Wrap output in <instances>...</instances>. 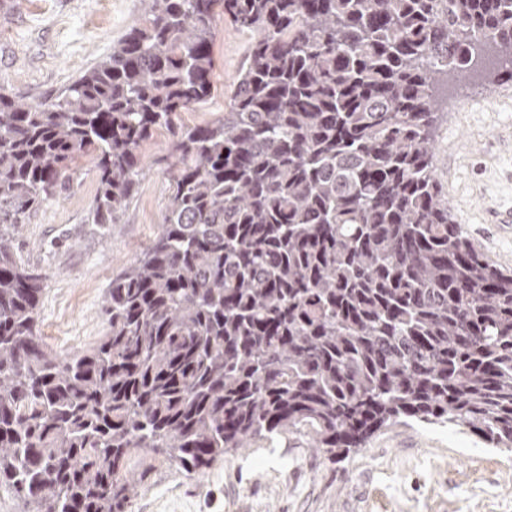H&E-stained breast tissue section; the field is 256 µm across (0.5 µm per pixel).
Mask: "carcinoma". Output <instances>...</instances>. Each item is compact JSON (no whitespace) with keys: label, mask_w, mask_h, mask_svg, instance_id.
Masks as SVG:
<instances>
[{"label":"carcinoma","mask_w":512,"mask_h":512,"mask_svg":"<svg viewBox=\"0 0 512 512\" xmlns=\"http://www.w3.org/2000/svg\"><path fill=\"white\" fill-rule=\"evenodd\" d=\"M55 99L0 92V485L27 512H127L132 458L190 475L254 442L334 461L401 421L512 453V273L448 212L435 88L512 80V0H140ZM252 34L224 117L215 19ZM173 132L161 233L112 279L109 332L60 357L14 232L88 159L94 224Z\"/></svg>","instance_id":"1"}]
</instances>
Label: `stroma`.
I'll return each mask as SVG.
<instances>
[{
	"label": "stroma",
	"instance_id": "35a3bbf8",
	"mask_svg": "<svg viewBox=\"0 0 512 512\" xmlns=\"http://www.w3.org/2000/svg\"><path fill=\"white\" fill-rule=\"evenodd\" d=\"M140 17L139 0H0V87L38 103L55 97L110 51ZM250 35L217 17L213 93L178 113L180 126L216 122L246 61ZM435 171L453 220L499 268L512 272V81L469 77L442 100ZM173 137L144 150L139 188L100 229L89 221L97 179L81 174L22 225V261L47 277L41 336L60 356L95 345L107 331L104 297L114 276L160 233L169 194ZM131 512H512V453L442 424H398L341 462L281 437L256 442L204 473L156 464Z\"/></svg>",
	"mask_w": 512,
	"mask_h": 512
}]
</instances>
